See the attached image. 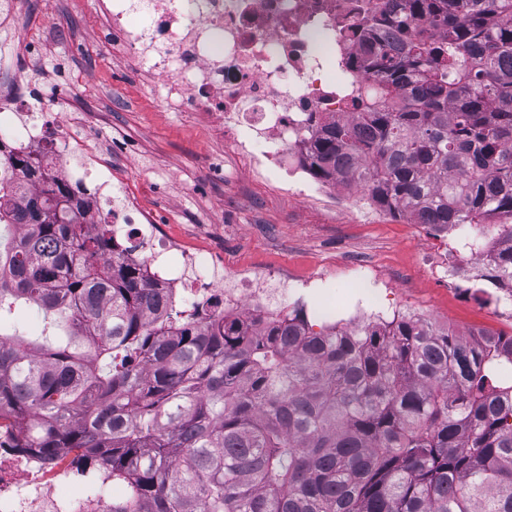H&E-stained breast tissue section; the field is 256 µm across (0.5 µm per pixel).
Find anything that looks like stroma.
<instances>
[{"mask_svg":"<svg viewBox=\"0 0 512 512\" xmlns=\"http://www.w3.org/2000/svg\"><path fill=\"white\" fill-rule=\"evenodd\" d=\"M14 2L12 26L0 27V39L14 44L0 80L39 88L56 115L80 114L87 153L75 168L102 158L112 169L106 194L116 202L132 196L165 237L187 240L229 270L325 275L319 290L341 313L360 299L345 272L358 253L393 282L407 281L411 300L437 324L460 335L474 324L512 332L478 294L461 295L432 275L427 226L375 208L359 223L355 199L342 187L313 196L284 191L239 162L207 122L164 108L153 79L109 33L99 0Z\"/></svg>","mask_w":512,"mask_h":512,"instance_id":"stroma-1","label":"stroma"}]
</instances>
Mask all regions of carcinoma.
Here are the masks:
<instances>
[{
	"label": "carcinoma",
	"instance_id": "1",
	"mask_svg": "<svg viewBox=\"0 0 512 512\" xmlns=\"http://www.w3.org/2000/svg\"><path fill=\"white\" fill-rule=\"evenodd\" d=\"M351 30L374 83L310 118L306 169L415 224L506 218L512 0H387ZM0 175V430L112 475V512H512V336L484 347L399 315L357 336L303 309L215 316L155 287L85 192L19 149ZM21 183L38 186L30 194ZM512 280V247L487 281ZM39 307L44 336L4 319Z\"/></svg>",
	"mask_w": 512,
	"mask_h": 512
}]
</instances>
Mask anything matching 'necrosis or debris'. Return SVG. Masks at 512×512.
<instances>
[{"label": "necrosis or debris", "instance_id": "necrosis-or-debris-1", "mask_svg": "<svg viewBox=\"0 0 512 512\" xmlns=\"http://www.w3.org/2000/svg\"><path fill=\"white\" fill-rule=\"evenodd\" d=\"M358 0H106L113 34L157 83L166 109L210 117L228 138L232 153L258 176L302 170L310 113L351 116L343 92L350 79L369 84L359 51L344 30L355 25ZM68 121L49 122L45 112L22 108L0 113V163L19 146L48 162L55 178L73 182L71 159L85 148L73 141ZM123 226L137 245L144 214L113 207L111 200L85 201L83 221ZM451 242L433 251L430 265L449 284L482 281L490 255L507 244L503 231L482 237L471 249L466 225L449 227ZM178 255L175 270L159 271L162 286L180 296L218 298L220 315L251 325L256 313L278 315L303 300L312 280L276 271L280 287L268 288L263 271L218 273L209 254L176 240L164 243ZM361 304L347 317L322 309L330 327L354 332L383 322L388 284L368 272L355 278ZM107 473L74 476L68 460L48 463L0 448V512H112Z\"/></svg>", "mask_w": 512, "mask_h": 512}]
</instances>
